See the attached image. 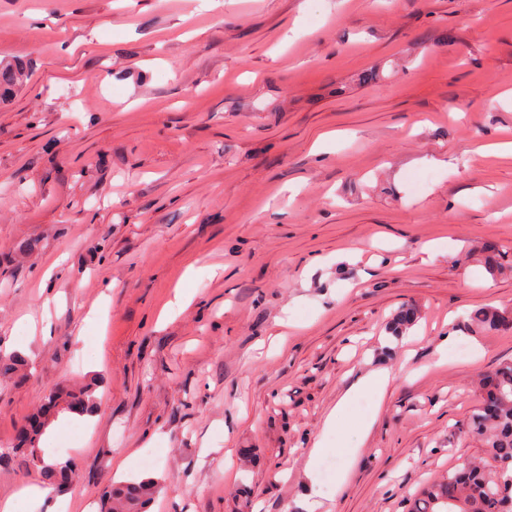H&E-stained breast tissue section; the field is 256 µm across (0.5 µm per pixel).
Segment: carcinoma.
I'll return each mask as SVG.
<instances>
[{"instance_id":"1","label":"carcinoma","mask_w":512,"mask_h":512,"mask_svg":"<svg viewBox=\"0 0 512 512\" xmlns=\"http://www.w3.org/2000/svg\"><path fill=\"white\" fill-rule=\"evenodd\" d=\"M29 79L21 62H0V101L11 97ZM486 269L495 274L502 268L506 252L486 245ZM413 306L401 307L388 325V333L403 336L417 321ZM470 321L492 331L512 332V310L479 308L470 313ZM485 396L465 422V429L478 435L486 448L483 465L466 463L448 472V476L419 489L410 499L408 512H512V362L498 365L483 377ZM93 387H62L47 396L41 414L45 421L25 437L19 438L0 459L21 454L51 484H64L74 470L70 462L59 466L46 462L39 439L52 418L60 412L82 415L94 412ZM161 489L151 477L119 485L106 486L101 494L102 512H146Z\"/></svg>"}]
</instances>
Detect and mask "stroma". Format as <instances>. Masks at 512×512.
<instances>
[{
  "label": "stroma",
  "mask_w": 512,
  "mask_h": 512,
  "mask_svg": "<svg viewBox=\"0 0 512 512\" xmlns=\"http://www.w3.org/2000/svg\"><path fill=\"white\" fill-rule=\"evenodd\" d=\"M13 59L0 353L28 366L0 379V451L98 382L93 422L40 441L77 470L23 512L145 477L149 512H305L320 440L356 456L319 512H407L484 459L463 425L512 333L467 315L512 309L478 251L512 248V0H0ZM376 369L384 397L326 427ZM418 311L413 306H402L393 316L388 333L395 338L402 337L417 321Z\"/></svg>",
  "instance_id": "stroma-1"
}]
</instances>
